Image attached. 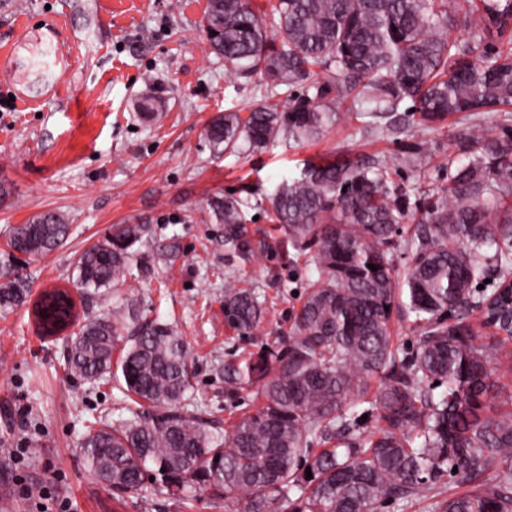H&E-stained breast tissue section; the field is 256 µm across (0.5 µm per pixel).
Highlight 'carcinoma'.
Here are the masks:
<instances>
[{
  "label": "carcinoma",
  "mask_w": 512,
  "mask_h": 512,
  "mask_svg": "<svg viewBox=\"0 0 512 512\" xmlns=\"http://www.w3.org/2000/svg\"><path fill=\"white\" fill-rule=\"evenodd\" d=\"M510 28L512 0H275L263 14L250 0H208L211 53L265 88L247 115L212 119L213 154L315 140L351 115L367 133L401 120L426 133L461 116L462 159L448 193L413 200L378 160L308 161L282 181L269 198L283 229L276 253L291 263L311 253L318 277L281 347L224 369L229 391L253 388L258 400L224 432L196 416L192 359L173 326L146 321L124 338L110 313L78 324L68 372L125 390L128 417L87 426L80 442L89 471L112 475L113 494L205 492L241 512H379L384 501L406 512L428 492L431 512H512V409L486 415L493 375L512 370V334L490 320L492 294L476 291L490 267L500 280L512 273V128L496 131L488 117L512 110ZM247 206L227 194L212 218L228 252L266 255L248 234ZM406 223L401 275L394 238ZM68 234L46 211L13 227L8 246L39 256ZM150 234L147 224L113 225L80 254L74 287L119 284ZM0 279L1 308L25 302L23 280L8 270ZM474 308L503 334L491 350L475 344ZM396 310L419 331L410 353L390 335ZM264 315L255 289L224 278L226 327L252 334ZM364 415L376 431H363ZM445 476L461 491L442 496Z\"/></svg>",
  "instance_id": "1"
}]
</instances>
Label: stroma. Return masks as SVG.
<instances>
[{
  "mask_svg": "<svg viewBox=\"0 0 512 512\" xmlns=\"http://www.w3.org/2000/svg\"><path fill=\"white\" fill-rule=\"evenodd\" d=\"M207 0H0V268L18 269L31 293L72 288L75 262L116 224L152 229L142 267L117 292L78 301L91 319L137 300L144 320L175 326L195 361L192 392L206 421L232 422L254 405L253 391L228 394L224 368L261 347L280 345L306 284L310 254L281 265L224 249L210 204L247 198L252 237L276 239L267 197L309 159L377 158L395 186L442 193L461 126L421 133L408 123L365 136L356 119L320 140L279 143L257 154L214 156L205 136L213 116L255 99L256 78L230 76L203 32ZM160 94L154 113L141 100ZM54 211L70 227L45 256H19L11 227ZM234 273L266 298L251 337L224 326V275ZM65 337L43 336L30 303L0 308V512H29L19 484L50 485L74 512H230L201 495L179 502L150 492L114 497L91 475L79 442L92 422L125 419L114 384L75 381Z\"/></svg>",
  "mask_w": 512,
  "mask_h": 512,
  "instance_id": "stroma-1",
  "label": "stroma"
}]
</instances>
